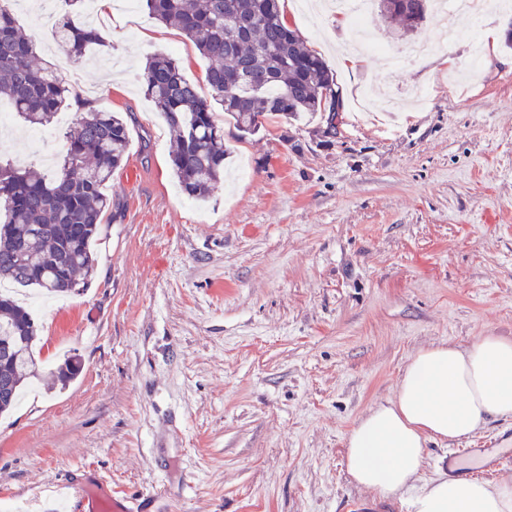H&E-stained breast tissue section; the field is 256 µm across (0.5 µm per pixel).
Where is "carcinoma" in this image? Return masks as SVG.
Masks as SVG:
<instances>
[{"mask_svg":"<svg viewBox=\"0 0 512 512\" xmlns=\"http://www.w3.org/2000/svg\"><path fill=\"white\" fill-rule=\"evenodd\" d=\"M86 0H64L69 9L55 19L53 35L79 60L104 39L82 19ZM149 14L178 29L207 61L211 99L203 98L185 78L176 59L157 54L146 62L145 93L176 137L173 173L188 197L209 198L224 178V127L214 106L224 110L239 139L253 136L277 120L303 113L336 117L343 98L325 61L309 50L286 24L279 0H143ZM380 12L400 22L403 33L418 30L428 0H377ZM238 72L241 87L225 76ZM62 77L40 65L35 43L26 37L12 12L0 6V101H9L23 126L51 125L59 112H75L65 133V153L48 176L0 163V277L49 295H68L79 276L93 267L92 243L102 215L114 203L104 193L112 172L128 157L129 128L116 112L98 109L89 99L67 102ZM14 339L9 364L0 362V414L12 410L22 390L40 377L34 357L39 328L33 314L0 293V336ZM81 372L69 356L56 368L66 386Z\"/></svg>","mask_w":512,"mask_h":512,"instance_id":"1","label":"carcinoma"}]
</instances>
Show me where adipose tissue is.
<instances>
[{"label":"adipose tissue","instance_id":"ef3b65f1","mask_svg":"<svg viewBox=\"0 0 512 512\" xmlns=\"http://www.w3.org/2000/svg\"><path fill=\"white\" fill-rule=\"evenodd\" d=\"M512 415V340L484 336L417 352L395 392L351 428L347 470L382 496L411 492L412 512H512V479L443 475L421 481L427 440L475 436L488 417Z\"/></svg>","mask_w":512,"mask_h":512}]
</instances>
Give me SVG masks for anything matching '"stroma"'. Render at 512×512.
<instances>
[{"label": "stroma", "instance_id": "obj_1", "mask_svg": "<svg viewBox=\"0 0 512 512\" xmlns=\"http://www.w3.org/2000/svg\"><path fill=\"white\" fill-rule=\"evenodd\" d=\"M482 2L456 33L431 10L399 40L373 12L401 60L353 72L350 29L281 0L336 74L338 133L307 113L243 140L225 124V178L200 202L141 73L171 54L205 96L207 63L140 0H112L104 45L65 80L126 117L129 155L87 288L35 307L42 375L0 416V512L88 478L129 512H409L354 483L348 432L420 349L512 338V7ZM21 131L0 130V160L50 171L59 126L37 151ZM67 355L82 372L51 387Z\"/></svg>", "mask_w": 512, "mask_h": 512}]
</instances>
